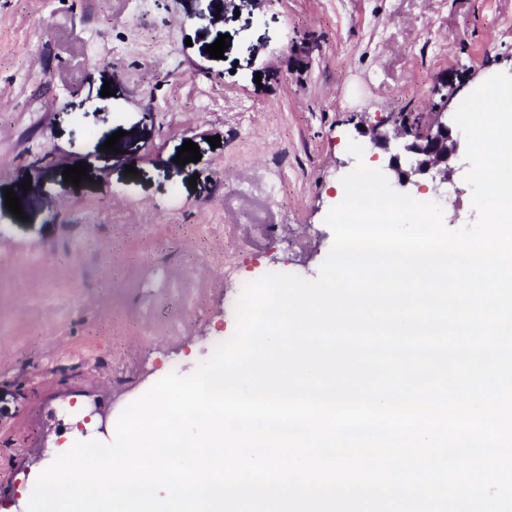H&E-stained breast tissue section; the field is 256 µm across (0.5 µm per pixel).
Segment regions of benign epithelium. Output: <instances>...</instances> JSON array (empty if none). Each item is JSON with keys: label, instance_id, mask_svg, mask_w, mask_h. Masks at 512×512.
Returning a JSON list of instances; mask_svg holds the SVG:
<instances>
[{"label": "benign epithelium", "instance_id": "1", "mask_svg": "<svg viewBox=\"0 0 512 512\" xmlns=\"http://www.w3.org/2000/svg\"><path fill=\"white\" fill-rule=\"evenodd\" d=\"M448 103L444 100L423 125L388 115L365 131L371 143L386 153L383 169L393 174L398 185L406 187L420 178L440 185L448 182L451 162L459 150L448 124Z\"/></svg>", "mask_w": 512, "mask_h": 512}]
</instances>
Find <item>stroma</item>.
Returning a JSON list of instances; mask_svg holds the SVG:
<instances>
[{"instance_id": "obj_1", "label": "stroma", "mask_w": 512, "mask_h": 512, "mask_svg": "<svg viewBox=\"0 0 512 512\" xmlns=\"http://www.w3.org/2000/svg\"><path fill=\"white\" fill-rule=\"evenodd\" d=\"M132 2L0 0V192L25 214L0 195V512L42 441L119 417L231 337L241 284L316 278L347 146L374 166L377 116L512 74V0ZM188 140L201 159L181 166ZM80 162L88 180L65 182ZM452 167L457 230L477 213L464 157ZM301 224L316 237L295 241Z\"/></svg>"}]
</instances>
